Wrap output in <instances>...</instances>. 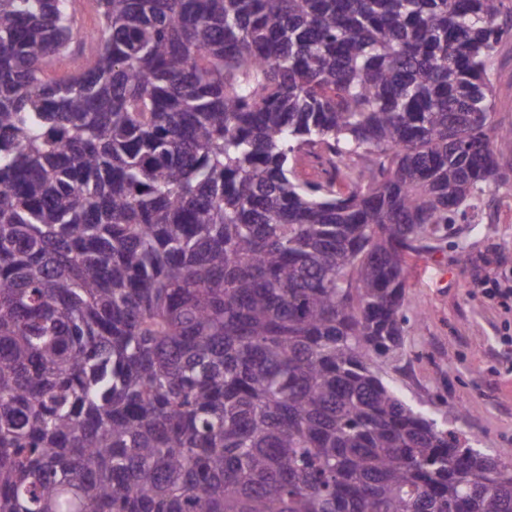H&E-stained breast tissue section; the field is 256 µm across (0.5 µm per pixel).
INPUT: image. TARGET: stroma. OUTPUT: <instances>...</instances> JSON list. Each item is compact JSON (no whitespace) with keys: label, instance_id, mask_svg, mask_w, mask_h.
I'll use <instances>...</instances> for the list:
<instances>
[{"label":"stroma","instance_id":"obj_1","mask_svg":"<svg viewBox=\"0 0 512 512\" xmlns=\"http://www.w3.org/2000/svg\"><path fill=\"white\" fill-rule=\"evenodd\" d=\"M492 122L512 128V39L494 59ZM398 348L375 369L429 401L460 444L512 462V182L484 192L411 262Z\"/></svg>","mask_w":512,"mask_h":512}]
</instances>
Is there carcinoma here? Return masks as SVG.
I'll use <instances>...</instances> for the list:
<instances>
[{
    "instance_id": "1",
    "label": "carcinoma",
    "mask_w": 512,
    "mask_h": 512,
    "mask_svg": "<svg viewBox=\"0 0 512 512\" xmlns=\"http://www.w3.org/2000/svg\"><path fill=\"white\" fill-rule=\"evenodd\" d=\"M93 2L0 0V512H512L374 367L512 0Z\"/></svg>"
}]
</instances>
